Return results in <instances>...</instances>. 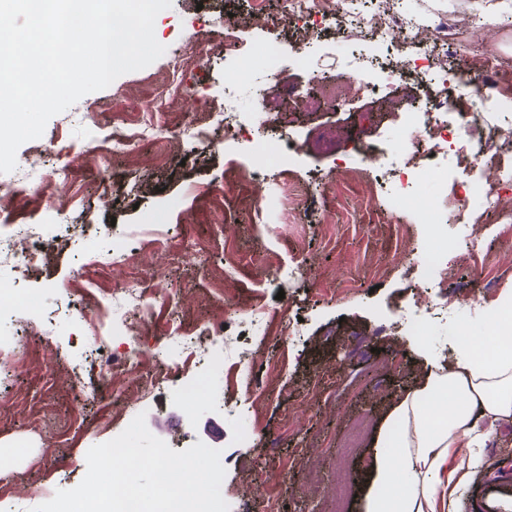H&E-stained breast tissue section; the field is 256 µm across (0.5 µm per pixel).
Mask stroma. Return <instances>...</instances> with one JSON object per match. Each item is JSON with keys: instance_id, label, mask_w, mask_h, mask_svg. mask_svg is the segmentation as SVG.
Masks as SVG:
<instances>
[{"instance_id": "stroma-1", "label": "stroma", "mask_w": 512, "mask_h": 512, "mask_svg": "<svg viewBox=\"0 0 512 512\" xmlns=\"http://www.w3.org/2000/svg\"><path fill=\"white\" fill-rule=\"evenodd\" d=\"M396 7L425 19H467L449 69L466 64L478 44L477 28L512 62V0H397ZM248 9L249 0H172L154 27L166 54L51 118L41 138L19 148L17 169L0 174V189L21 187L28 194L13 224L44 227L37 271L0 270L8 287L37 299L35 309L0 318V339L20 338L24 355L13 371L15 386L0 389V512H30L41 503L39 490L77 486L88 449L115 438L140 413L155 436L173 439L174 450L201 441L222 451L230 512H242L241 493L260 480L276 487L287 512H331L342 473L354 481L345 512H364L368 460L396 395L451 360L466 338L487 336V304L512 289V245L499 239L498 215L473 190L468 164L452 155L424 156L447 182L424 180L416 197L397 209L393 194L404 157L389 153L370 163L355 151L364 141L414 135L398 113L368 111L349 126L347 107L305 112L285 99L276 110L291 114L290 127L270 120V81L314 96L349 65L366 70L376 64L360 33L331 25L306 38L303 28L281 17L280 0H266L272 24L240 28L234 51L225 53V22ZM302 40L311 57L307 68L285 62L270 74L255 62L262 44L287 50ZM179 52L185 58L176 71L171 59ZM226 108L250 113L261 152L251 153L241 139L196 140V162L183 163L178 134L205 127L211 113ZM116 121L140 127V152L116 145L89 154ZM332 124L342 128L335 148L315 147L318 127ZM268 146L289 157L287 170L266 159ZM38 158L50 167L72 162L74 187L34 201L42 185ZM104 178L113 197L106 207L97 199ZM450 191L456 200L442 212V229L474 259L447 258V287L431 289L428 301L418 303L412 294L426 271L404 250L427 240L417 208L443 202ZM150 224L166 225L170 244L190 242L193 253L159 255L172 288L152 301L146 323L87 344L83 316L90 301L80 272L113 289L132 274L113 257V245L137 246L135 232ZM88 241L96 245L99 266L85 265ZM421 320L428 327L419 337ZM216 321L226 329L212 351L227 369L212 375L209 394L191 416L175 401L195 374L191 360L148 399H138L135 385L121 375L114 382L125 399L105 392L106 362L131 349L153 351L166 330L207 335ZM249 354L263 361L259 374L239 368ZM357 420L370 423L363 443L340 459ZM509 464L512 423L484 440L481 462L459 493L460 512H469L483 482L489 512H512Z\"/></svg>"}]
</instances>
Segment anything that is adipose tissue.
<instances>
[{
  "instance_id": "1",
  "label": "adipose tissue",
  "mask_w": 512,
  "mask_h": 512,
  "mask_svg": "<svg viewBox=\"0 0 512 512\" xmlns=\"http://www.w3.org/2000/svg\"><path fill=\"white\" fill-rule=\"evenodd\" d=\"M391 415L403 427L375 438L364 512H459L477 442L512 422V348L459 346L451 368L429 372Z\"/></svg>"
}]
</instances>
